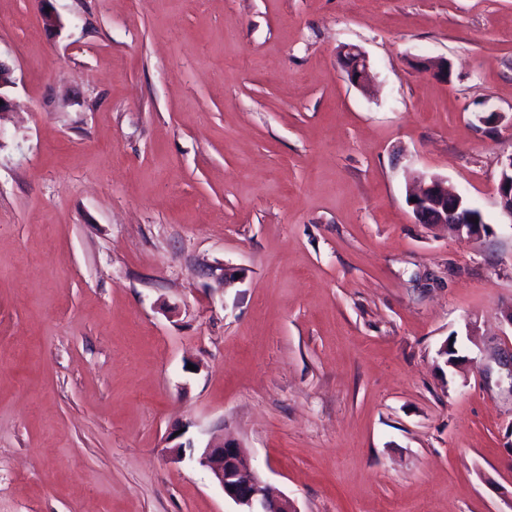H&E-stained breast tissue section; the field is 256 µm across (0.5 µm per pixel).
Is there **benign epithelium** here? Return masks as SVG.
Returning a JSON list of instances; mask_svg holds the SVG:
<instances>
[{
  "label": "benign epithelium",
  "instance_id": "obj_1",
  "mask_svg": "<svg viewBox=\"0 0 512 512\" xmlns=\"http://www.w3.org/2000/svg\"><path fill=\"white\" fill-rule=\"evenodd\" d=\"M339 59L351 84L366 91L371 83L368 57L356 46H343ZM433 76L448 81V64L439 59H421ZM12 69L0 61V112L11 106L8 89L13 87ZM498 204L503 217L512 222V155L502 165L496 186ZM415 219L420 224L444 225L459 234L478 238L485 232L482 215L475 212L470 201L448 189L445 181L435 175L421 177L416 188L409 191ZM183 433L168 436L173 445L167 454L176 462L185 458V449L192 442L182 443ZM197 464L205 469L224 496L240 507L239 512H298L295 503L265 482L250 458L236 443L209 441L200 447Z\"/></svg>",
  "mask_w": 512,
  "mask_h": 512
}]
</instances>
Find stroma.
<instances>
[{"instance_id": "35a3bbf8", "label": "stroma", "mask_w": 512, "mask_h": 512, "mask_svg": "<svg viewBox=\"0 0 512 512\" xmlns=\"http://www.w3.org/2000/svg\"><path fill=\"white\" fill-rule=\"evenodd\" d=\"M0 61V512H236L176 428L299 512H512V0H0ZM339 59L351 84L366 91L371 83L368 57L356 46H342ZM496 195L503 217L512 224V155L502 165ZM407 203L420 224L444 225L471 238H478L485 232L486 224L480 211L477 214L465 196L449 190L438 176L421 177L418 186L407 194Z\"/></svg>"}]
</instances>
